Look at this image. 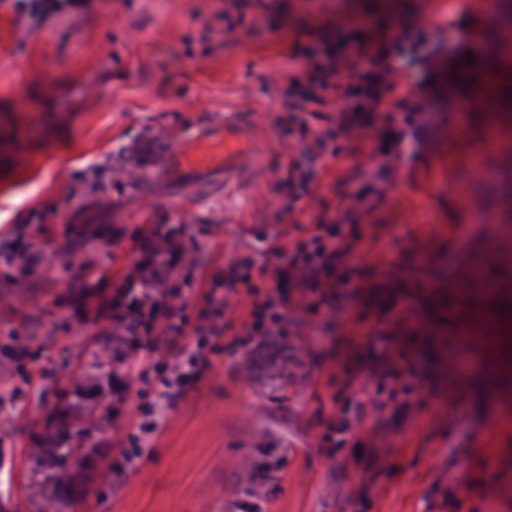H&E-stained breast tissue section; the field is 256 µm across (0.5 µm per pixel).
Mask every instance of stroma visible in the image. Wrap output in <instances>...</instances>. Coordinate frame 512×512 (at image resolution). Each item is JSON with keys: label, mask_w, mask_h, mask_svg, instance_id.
Instances as JSON below:
<instances>
[{"label": "stroma", "mask_w": 512, "mask_h": 512, "mask_svg": "<svg viewBox=\"0 0 512 512\" xmlns=\"http://www.w3.org/2000/svg\"><path fill=\"white\" fill-rule=\"evenodd\" d=\"M326 4L378 23L392 7L426 34L417 52L393 57L396 87L359 130H337L329 91L292 109L305 83L292 34ZM0 12L25 23L0 60V347L16 335L31 349L0 391V512H42L52 461L32 439L58 392L89 381L111 391L130 362L117 420L65 430L76 449L61 512H239L261 446L277 464L260 478V512H512V381L487 393L448 357L449 336L491 313L473 270L512 277V265L484 263L501 244L489 223L512 222V151L487 142L493 128L512 142V111L462 117L448 101L467 90L455 68L492 76L511 11L485 14L476 0H67L34 11L0 0ZM476 36L486 52L471 58ZM410 91L433 105L431 124L407 131L400 158L375 178ZM294 115L305 126L284 136ZM221 120L246 137L253 168L202 191L160 179L169 142ZM133 154L149 162L146 185L90 193L93 171ZM291 177L307 180L293 202ZM360 192L364 213H348ZM319 224L341 225L330 277L352 285L324 299L286 289L271 313L288 332V365L272 381L247 369L273 346L253 335V312L275 293L276 249L294 251ZM156 227L176 230L197 258L166 291L190 326L226 303L222 335L191 337L208 369L178 380L184 397L158 430L157 365L176 348L129 346L99 371L92 355L98 300L123 284ZM30 242L44 251L25 271L9 256ZM405 295L415 314L393 324Z\"/></svg>", "instance_id": "35a3bbf8"}]
</instances>
